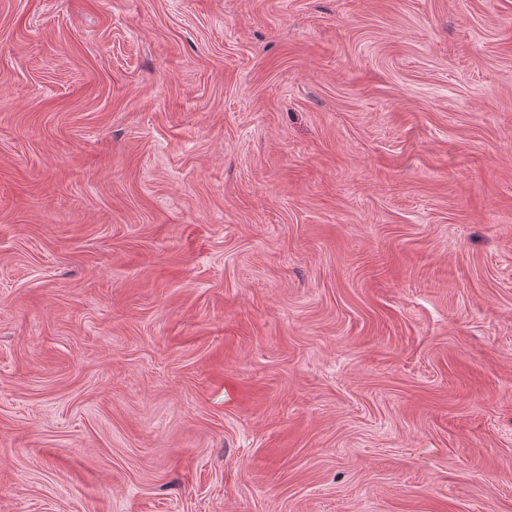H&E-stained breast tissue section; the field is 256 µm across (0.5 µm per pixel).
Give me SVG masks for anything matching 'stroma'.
<instances>
[{
  "instance_id": "35a3bbf8",
  "label": "stroma",
  "mask_w": 512,
  "mask_h": 512,
  "mask_svg": "<svg viewBox=\"0 0 512 512\" xmlns=\"http://www.w3.org/2000/svg\"><path fill=\"white\" fill-rule=\"evenodd\" d=\"M0 512H512V0H0Z\"/></svg>"
}]
</instances>
